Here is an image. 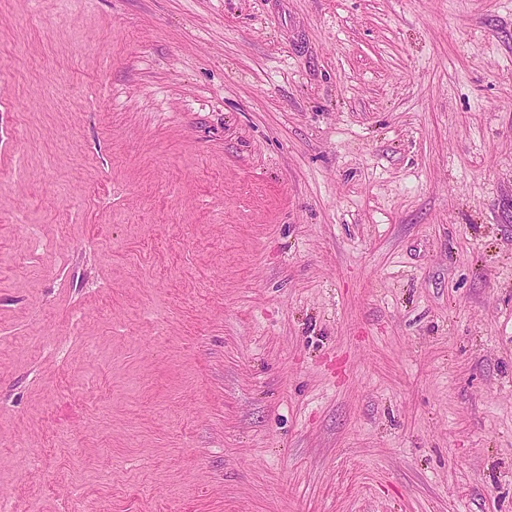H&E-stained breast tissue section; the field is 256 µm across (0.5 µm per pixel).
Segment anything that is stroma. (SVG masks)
I'll use <instances>...</instances> for the list:
<instances>
[{"label":"stroma","instance_id":"obj_1","mask_svg":"<svg viewBox=\"0 0 512 512\" xmlns=\"http://www.w3.org/2000/svg\"><path fill=\"white\" fill-rule=\"evenodd\" d=\"M0 497L512 512V0H0Z\"/></svg>","mask_w":512,"mask_h":512}]
</instances>
